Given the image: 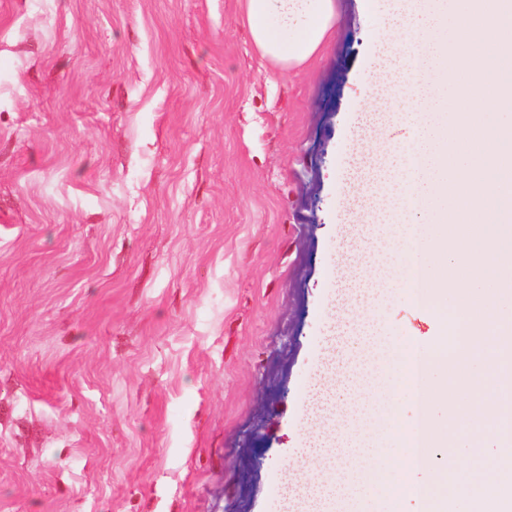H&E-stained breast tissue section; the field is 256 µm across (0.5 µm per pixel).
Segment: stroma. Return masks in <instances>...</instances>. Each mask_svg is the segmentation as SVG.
Instances as JSON below:
<instances>
[{
    "instance_id": "stroma-1",
    "label": "stroma",
    "mask_w": 512,
    "mask_h": 512,
    "mask_svg": "<svg viewBox=\"0 0 512 512\" xmlns=\"http://www.w3.org/2000/svg\"><path fill=\"white\" fill-rule=\"evenodd\" d=\"M336 5L272 76L239 0H0V512H281L367 78Z\"/></svg>"
}]
</instances>
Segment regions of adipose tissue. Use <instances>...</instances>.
Segmentation results:
<instances>
[{
  "mask_svg": "<svg viewBox=\"0 0 512 512\" xmlns=\"http://www.w3.org/2000/svg\"><path fill=\"white\" fill-rule=\"evenodd\" d=\"M242 21L263 59L281 71L302 68L336 26V0H242Z\"/></svg>",
  "mask_w": 512,
  "mask_h": 512,
  "instance_id": "ef3b65f1",
  "label": "adipose tissue"
}]
</instances>
